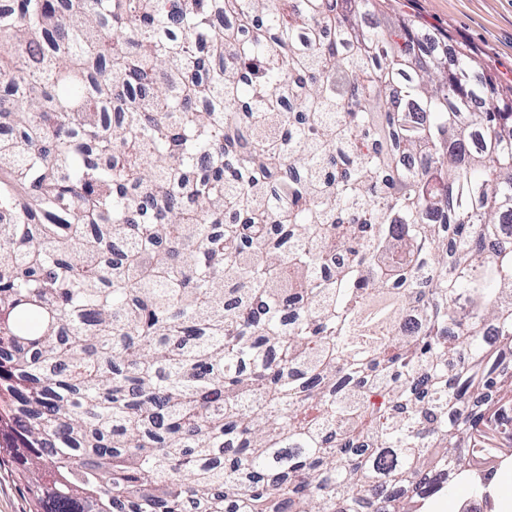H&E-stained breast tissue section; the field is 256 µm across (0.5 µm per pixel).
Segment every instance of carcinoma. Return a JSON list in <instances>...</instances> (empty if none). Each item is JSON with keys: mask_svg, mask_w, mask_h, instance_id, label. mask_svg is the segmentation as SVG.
I'll list each match as a JSON object with an SVG mask.
<instances>
[{"mask_svg": "<svg viewBox=\"0 0 512 512\" xmlns=\"http://www.w3.org/2000/svg\"><path fill=\"white\" fill-rule=\"evenodd\" d=\"M0 38V449L36 512L492 501L512 93L383 0H13ZM460 489H465L467 493L465 495H458V491ZM471 495V489L469 485L466 482H458L451 490H446L444 492L439 493L438 495L434 496L433 498L429 499L425 502V504L420 509L421 512H431L433 510L431 508V505L437 501L438 499H441L444 501L446 507L444 512H458L459 504L468 499Z\"/></svg>", "mask_w": 512, "mask_h": 512, "instance_id": "1", "label": "carcinoma"}]
</instances>
